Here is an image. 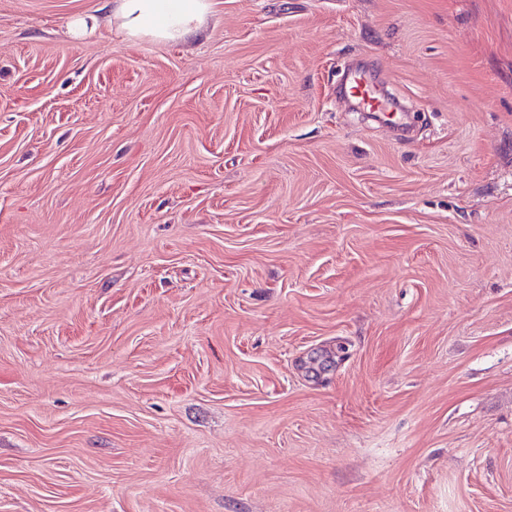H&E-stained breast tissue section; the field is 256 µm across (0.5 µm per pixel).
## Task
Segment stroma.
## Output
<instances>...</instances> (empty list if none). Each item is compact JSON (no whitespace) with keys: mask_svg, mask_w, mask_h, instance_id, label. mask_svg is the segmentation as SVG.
I'll use <instances>...</instances> for the list:
<instances>
[{"mask_svg":"<svg viewBox=\"0 0 512 512\" xmlns=\"http://www.w3.org/2000/svg\"><path fill=\"white\" fill-rule=\"evenodd\" d=\"M213 13L0 0V512H512V0ZM212 0H113L112 22L125 41L145 37L188 44L202 35L212 16ZM346 81L349 84L350 94L360 109L366 112L390 113L391 105L387 103L389 97L386 93L378 92L368 82L361 80L354 71L347 74Z\"/></svg>","mask_w":512,"mask_h":512,"instance_id":"35a3bbf8","label":"stroma"}]
</instances>
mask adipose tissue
<instances>
[{
    "mask_svg": "<svg viewBox=\"0 0 512 512\" xmlns=\"http://www.w3.org/2000/svg\"><path fill=\"white\" fill-rule=\"evenodd\" d=\"M211 16V0H112V21L129 42L186 44L206 31Z\"/></svg>",
    "mask_w": 512,
    "mask_h": 512,
    "instance_id": "ef3b65f1",
    "label": "adipose tissue"
}]
</instances>
